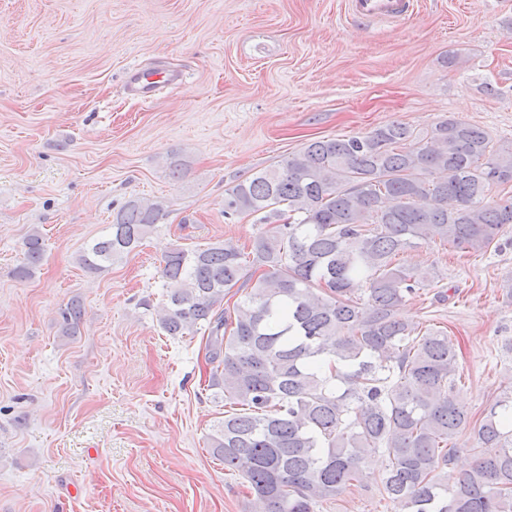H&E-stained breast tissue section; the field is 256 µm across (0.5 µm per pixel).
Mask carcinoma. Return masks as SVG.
I'll use <instances>...</instances> for the list:
<instances>
[{"mask_svg": "<svg viewBox=\"0 0 512 512\" xmlns=\"http://www.w3.org/2000/svg\"><path fill=\"white\" fill-rule=\"evenodd\" d=\"M509 183L512 143L454 116L425 131L390 122L312 141L225 189L224 215L271 225L249 250L167 253L159 325L169 336L207 331L208 388L230 406L207 445L248 484L252 512H314L364 486L375 456L395 512H512V396L471 421L454 396L448 334L396 315L430 274L393 265L424 243L489 248L512 227V200L487 193ZM167 216L160 200L129 199L78 263L108 269ZM23 245L16 274L27 278L45 240L35 229ZM60 316L68 336L81 304ZM462 452L473 465L450 482Z\"/></svg>", "mask_w": 512, "mask_h": 512, "instance_id": "1", "label": "carcinoma"}]
</instances>
